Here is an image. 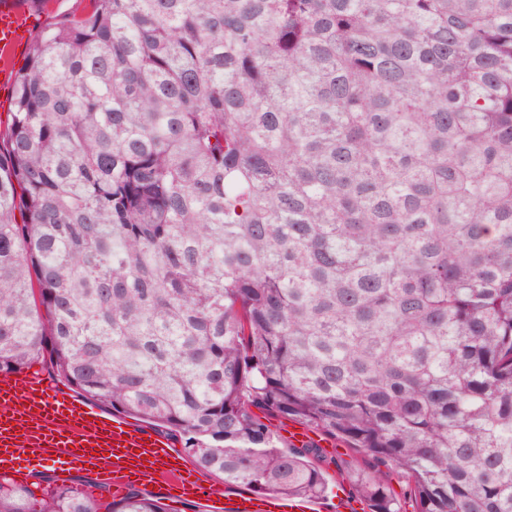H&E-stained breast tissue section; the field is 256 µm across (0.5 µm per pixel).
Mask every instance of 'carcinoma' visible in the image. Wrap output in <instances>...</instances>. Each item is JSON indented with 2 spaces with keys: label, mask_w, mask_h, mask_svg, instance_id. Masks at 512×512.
Instances as JSON below:
<instances>
[{
  "label": "carcinoma",
  "mask_w": 512,
  "mask_h": 512,
  "mask_svg": "<svg viewBox=\"0 0 512 512\" xmlns=\"http://www.w3.org/2000/svg\"><path fill=\"white\" fill-rule=\"evenodd\" d=\"M49 355L195 466L370 512H512V0H90L0 149V372ZM0 474V512H172ZM42 489V497L35 490ZM255 412H257V414L261 417L264 423L269 425V428L273 431L275 437L278 439L279 444L282 447H302L297 445L303 444L306 441H308L309 436L302 429H309L304 425L291 421L281 416L265 415L259 412L258 410H255ZM296 428H301V430L291 431L289 436V430ZM310 434L315 439V441L312 440L306 444H313L314 446L318 447L316 448L314 461L320 467V469L325 474L329 482V489L326 497L324 499L316 501L321 502L322 505L326 508V510H324L323 512H331L328 509H331L333 499L336 496V475L339 473L340 470H346L351 465L354 459V454L347 448H344V446L341 444H338V452L332 453L331 451H328L331 448H323V445L332 444L334 445V448H336V441L325 435L317 434V436L311 431ZM288 436L296 446H294L291 443V441L288 439ZM386 473L387 488L396 503L397 508L412 510L410 488L407 480L395 470H384Z\"/></svg>",
  "instance_id": "cac0c4a2"
}]
</instances>
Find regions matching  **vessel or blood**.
<instances>
[{
	"label": "vessel or blood",
	"mask_w": 512,
	"mask_h": 512,
	"mask_svg": "<svg viewBox=\"0 0 512 512\" xmlns=\"http://www.w3.org/2000/svg\"><path fill=\"white\" fill-rule=\"evenodd\" d=\"M28 29L24 9L0 0L1 87L13 81L9 57ZM24 455L51 462L62 475L97 470L117 496L128 484L153 483L160 494L195 502L205 512H318L311 499L225 492L223 482L186 466L181 449L161 436L48 387L35 373L1 372L0 471H12Z\"/></svg>",
	"instance_id": "vessel-or-blood-1"
}]
</instances>
